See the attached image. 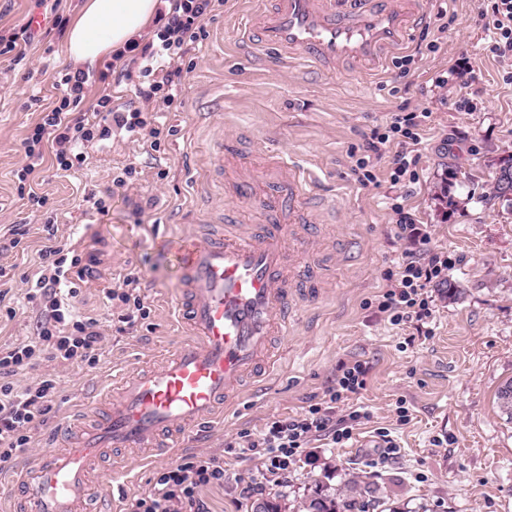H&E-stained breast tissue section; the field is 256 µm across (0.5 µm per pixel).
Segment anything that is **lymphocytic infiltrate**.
I'll use <instances>...</instances> for the list:
<instances>
[{"label":"lymphocytic infiltrate","instance_id":"1","mask_svg":"<svg viewBox=\"0 0 512 512\" xmlns=\"http://www.w3.org/2000/svg\"><path fill=\"white\" fill-rule=\"evenodd\" d=\"M223 5L224 0H173L171 10L157 20V42L146 43L140 50L144 77L137 89L140 98L159 99L168 106L181 98L184 76L179 61L200 38L204 20ZM491 10L493 31L485 50L498 58H512V0H492ZM61 83L59 105L42 114L25 142L20 180L40 171L45 146H52L57 163L66 168L76 149L111 138L116 128L137 139H151L153 147H160L159 128L140 109H114L108 90L99 92L90 111H81L87 96L88 76L84 72L66 73ZM422 132L423 121L417 113L403 107L391 113L386 124L373 129L365 140L355 165L359 182L365 186L376 183L373 161L389 147L394 150L391 183L414 182L419 160L414 148L421 143ZM44 230L42 273L33 286L43 305L36 334L28 343L0 347V465L28 452L32 431L52 410L61 389L53 374L27 387L18 386L16 376L34 368L41 358L80 368H93L100 362L103 336L99 320L76 314L70 304L77 295L76 282L94 277L97 258L84 254L78 244L57 240L53 225H45ZM447 268L445 255L435 253L425 258L406 254L387 277L388 287L378 301L379 309L389 313L396 324L428 318L426 289L442 279ZM141 280L140 271L133 269L124 274L120 289L105 291L108 301L120 303L117 321L122 330L132 329L150 316ZM368 374L365 362L343 364L321 402L304 407L301 413L273 418L259 433H241L239 448L258 458L266 473L276 475L287 470L312 437L327 435L337 444L350 439L353 425L363 414L354 409L340 418L336 409L365 389ZM223 483V458L187 457L158 472L148 489L127 500L125 512H206L200 489Z\"/></svg>","mask_w":512,"mask_h":512}]
</instances>
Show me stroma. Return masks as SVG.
Masks as SVG:
<instances>
[{
    "instance_id": "obj_1",
    "label": "stroma",
    "mask_w": 512,
    "mask_h": 512,
    "mask_svg": "<svg viewBox=\"0 0 512 512\" xmlns=\"http://www.w3.org/2000/svg\"><path fill=\"white\" fill-rule=\"evenodd\" d=\"M81 0H0V35L10 36L31 16L26 57L0 56V267L8 294L0 303V346L26 343L41 313L27 302L28 282L40 275L42 228L55 222L57 237L80 238L99 264L73 303L103 321L98 366L77 368L42 362L19 375L20 384L56 375L61 393L46 422L33 435L34 460L51 427L100 400L118 370L158 366L185 337L172 311L182 275L168 246L171 238L223 223L225 208L239 212L242 226L263 223L264 199H231L233 185L251 180L258 189L274 178L272 164L315 170L310 190L319 211L312 229L314 256L328 267L317 298L302 304V316L278 347V367L262 386L222 417L207 421L203 435L188 434L181 456L224 457V483L202 488L209 512H252L267 499L282 512H304L320 488L353 478L374 490L375 512H512V420L502 414L498 390L512 380V202L492 192L500 159L512 154V85L503 80L512 60L484 50L490 0H428V37L438 49L418 53L407 70L387 66L365 74L341 69L327 74L301 62L288 63L249 48L245 33L258 0H224L206 20L205 35L182 62L181 103H150L161 147L116 134L89 146L84 162L62 170L54 157L32 183L46 204L34 208L18 196L23 141L43 109L59 96L56 82L72 71L65 34L55 17L72 21ZM112 56L89 66L88 100L108 73L115 105L140 106L137 66L115 67ZM461 79L446 87L432 80L451 68ZM473 111L458 110L460 97ZM427 112L416 182L400 188L386 178L390 155L377 163L379 185L361 186L355 153L371 129L398 105ZM231 152L223 168L214 157L219 143ZM136 175L124 187L114 179L125 166ZM165 179H158V171ZM109 198L99 213L88 195ZM403 196L428 233L421 255L448 257L445 279L461 290L444 297L441 283L427 289L431 316L424 325L391 324L374 301L406 240L397 236L391 204ZM28 234L10 246L11 225ZM136 268L152 312L148 322L119 333L107 324V288ZM365 361V390L354 400L365 418L341 444L316 437L287 472L263 477L250 454L225 452L243 431L259 432L275 416L300 411L334 384L343 363ZM395 450L385 453V441Z\"/></svg>"
}]
</instances>
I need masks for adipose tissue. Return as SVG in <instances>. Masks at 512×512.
<instances>
[{
  "instance_id": "adipose-tissue-1",
  "label": "adipose tissue",
  "mask_w": 512,
  "mask_h": 512,
  "mask_svg": "<svg viewBox=\"0 0 512 512\" xmlns=\"http://www.w3.org/2000/svg\"><path fill=\"white\" fill-rule=\"evenodd\" d=\"M156 0H83L67 35V55L76 64H92L142 33Z\"/></svg>"
}]
</instances>
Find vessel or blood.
<instances>
[{"label": "vessel or blood", "instance_id": "1", "mask_svg": "<svg viewBox=\"0 0 512 512\" xmlns=\"http://www.w3.org/2000/svg\"><path fill=\"white\" fill-rule=\"evenodd\" d=\"M425 21L424 0H262L247 39L326 72H378ZM311 182L292 169L267 184L268 212L287 210V223L242 232L228 210L223 233L178 242L183 279L174 305L186 341L158 368L113 375L99 407L61 423L41 462L20 469L13 512H80L98 490L93 466L103 454L174 453L188 432L223 415L245 380L270 375L275 338L287 336L297 302L321 279L311 257L313 215L298 201Z\"/></svg>", "mask_w": 512, "mask_h": 512}]
</instances>
